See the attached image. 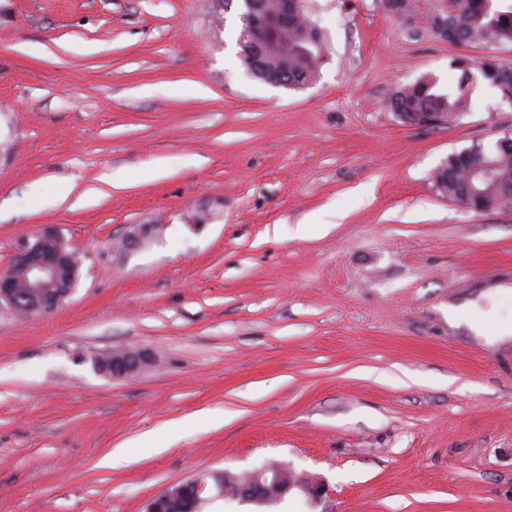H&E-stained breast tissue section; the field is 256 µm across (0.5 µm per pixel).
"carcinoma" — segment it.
<instances>
[{"instance_id":"carcinoma-1","label":"carcinoma","mask_w":512,"mask_h":512,"mask_svg":"<svg viewBox=\"0 0 512 512\" xmlns=\"http://www.w3.org/2000/svg\"><path fill=\"white\" fill-rule=\"evenodd\" d=\"M254 11L263 50L252 52L254 34L239 28L237 45L246 69L266 83L283 81L291 90H302L319 76L326 54V42L319 25L311 20L306 0H258ZM382 10L393 17L415 15L418 0H378ZM496 0H436L423 16V24L435 37L456 45L512 43V4L507 9L495 5ZM288 7V26L275 29L264 23L267 15L279 14ZM461 72L456 87L443 92L436 81L424 76L396 89L387 107L408 125L424 123L426 117H439L447 125L460 119L468 106L467 86L475 75L512 95V64L493 55L473 62L455 60ZM434 189L443 197L464 204L477 212L490 211L512 202V145L497 141L491 147L475 144L454 152L435 168Z\"/></svg>"}]
</instances>
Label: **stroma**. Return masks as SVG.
<instances>
[{
	"label": "stroma",
	"mask_w": 512,
	"mask_h": 512,
	"mask_svg": "<svg viewBox=\"0 0 512 512\" xmlns=\"http://www.w3.org/2000/svg\"><path fill=\"white\" fill-rule=\"evenodd\" d=\"M307 6L327 52L294 91L244 67L237 0H0V272L48 224L80 261L55 310L0 307V512H145L269 463L326 495L202 512H512V335L466 319L512 323V206L431 181L512 99L480 82L453 125L404 124L397 86L491 51ZM135 224L160 233L120 251ZM130 347L155 365L94 369ZM226 473V472H225ZM223 472V478L218 479L215 488H208L207 481L213 478L207 476L205 473L200 475V478L193 477L191 479L174 483L167 487L163 492L153 497L147 504L146 512H170L167 509L174 505V502L181 508L179 512H194L197 511L198 505L205 500L201 499L202 495L208 492H216L215 497L224 498V486L230 485L232 488L237 485L244 484L248 475H233Z\"/></svg>",
	"instance_id": "35a3bbf8"
}]
</instances>
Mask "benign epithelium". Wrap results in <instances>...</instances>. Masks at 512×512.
Instances as JSON below:
<instances>
[{
    "label": "benign epithelium",
    "mask_w": 512,
    "mask_h": 512,
    "mask_svg": "<svg viewBox=\"0 0 512 512\" xmlns=\"http://www.w3.org/2000/svg\"><path fill=\"white\" fill-rule=\"evenodd\" d=\"M152 232L153 227L148 225L132 226L124 239V250L139 248ZM74 267L75 255L67 249L59 231L50 225L44 227L24 239L16 250L11 271L0 274V305L6 304L13 310L24 308L37 314L52 311L73 290ZM149 364L150 357L143 350L128 349L111 352L106 358L95 357L97 372L112 379L126 378ZM251 478V482L239 488L237 498L242 502L263 504L271 488L283 495L293 487L280 472L268 468L253 472ZM212 490L216 496H224V479H218L213 489L198 477L174 483L149 501L146 512H168L173 505L180 507L181 512H196L202 503L201 496Z\"/></svg>",
    "instance_id": "benign-epithelium-1"
}]
</instances>
